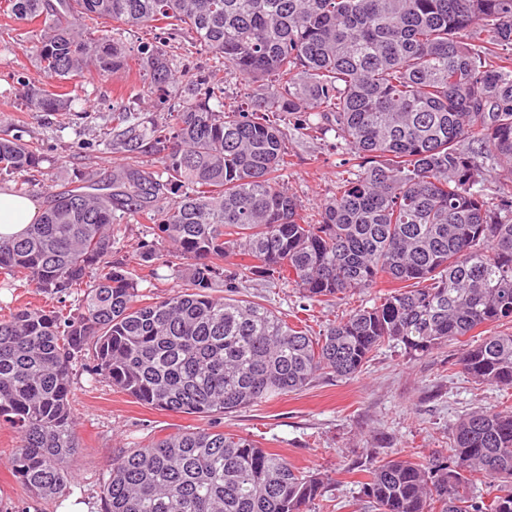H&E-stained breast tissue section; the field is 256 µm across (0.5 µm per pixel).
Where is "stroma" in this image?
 <instances>
[{"label":"stroma","mask_w":512,"mask_h":512,"mask_svg":"<svg viewBox=\"0 0 512 512\" xmlns=\"http://www.w3.org/2000/svg\"><path fill=\"white\" fill-rule=\"evenodd\" d=\"M39 30L38 23L0 15V122L19 126L24 140L43 144L41 168L47 178L31 193L43 208L53 194L69 187L78 170L89 168L105 176L121 163V156L104 154L98 144L113 107L123 104L134 112L151 108L158 113L167 107L147 92L146 77L121 70L75 92L74 108L91 111V122L72 127L68 113H58L50 122L42 113L26 111L16 88L20 77L36 74V60L16 49L15 43L35 37ZM346 160L335 131L314 137L289 131L286 179L305 213L316 212L335 194L348 168ZM391 288V283L382 282L367 293L307 306L286 281L252 274L239 281L242 298L261 303L286 320H301L313 335L351 309L371 305L373 298ZM457 350L452 343L411 358L400 348L386 345L355 377L341 380L322 375L302 391L210 417L157 410L106 381L92 380L84 365H75L71 405L78 419V447L68 462L73 485L55 499L32 497L7 465L19 436L0 421V512H17L21 507L28 512H64L75 500L85 504L86 512H101L100 487L114 458L195 428L251 437L296 467L325 475L324 497L315 512H375L361 493L369 461L396 453L413 457L447 452L458 417L471 410L494 412L512 404L511 391L475 383L461 373L455 364Z\"/></svg>","instance_id":"stroma-1"}]
</instances>
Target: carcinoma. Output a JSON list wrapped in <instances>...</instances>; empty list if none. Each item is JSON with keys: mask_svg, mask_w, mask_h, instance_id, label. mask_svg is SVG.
<instances>
[{"mask_svg": "<svg viewBox=\"0 0 512 512\" xmlns=\"http://www.w3.org/2000/svg\"><path fill=\"white\" fill-rule=\"evenodd\" d=\"M40 21V76L84 81L129 68L114 23L163 21L212 55L213 68L254 85L247 108L198 72L162 118L113 110L101 145L124 162L103 184L88 173L53 196L25 234L0 239L3 282L56 299L0 319V418L20 435L14 477L37 498L72 484L73 364L151 407L221 415L358 375L379 347L410 357L449 342L470 379L512 388V333L479 343L483 324L512 323V0H5ZM103 28L83 32V18ZM178 46L138 50L148 91L163 98ZM29 112L68 111L36 78L20 82ZM336 130L346 177L317 217L284 186L288 128ZM42 145L0 134V181L27 195ZM504 177L485 193L487 160ZM139 215L143 264L184 266L186 283L141 302L115 257L121 224ZM233 253L250 263L230 271ZM283 278L312 303L401 287L352 310L318 338L267 307L215 296L243 272ZM84 295L65 305L73 289ZM512 484V407L454 423L448 455L370 463L362 494L377 512H512V487L487 504L470 476ZM321 473L237 434L195 429L114 459L103 512H312Z\"/></svg>", "mask_w": 512, "mask_h": 512, "instance_id": "carcinoma-1", "label": "carcinoma"}]
</instances>
